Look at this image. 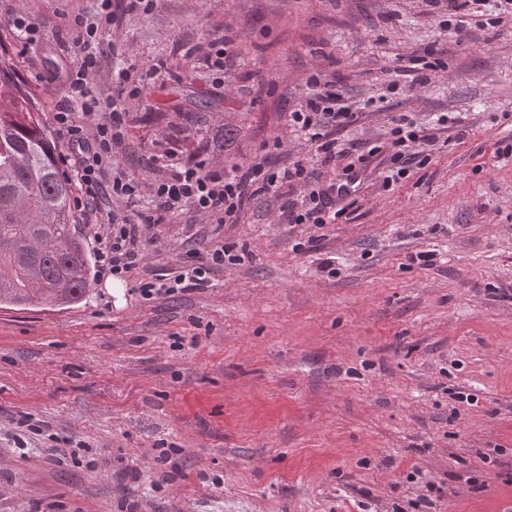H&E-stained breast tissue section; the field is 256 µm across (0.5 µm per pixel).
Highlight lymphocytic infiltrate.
Here are the masks:
<instances>
[{"label":"lymphocytic infiltrate","mask_w":512,"mask_h":512,"mask_svg":"<svg viewBox=\"0 0 512 512\" xmlns=\"http://www.w3.org/2000/svg\"><path fill=\"white\" fill-rule=\"evenodd\" d=\"M123 3V10L128 12L148 11L155 7L156 0H123ZM120 11L113 0H99L95 18L84 22L86 37L77 47L74 67L67 69L62 77L65 98L52 115L54 125L65 135L70 152L76 156V176L84 205L109 196L126 204L146 198L154 207L150 213L138 211L133 219L118 210L103 216L106 231L97 238L100 278L125 277L135 272L151 242L149 231L155 225L176 222L187 212L204 216L213 224H232L254 196L284 186L305 192L302 201L292 200L284 207L287 223L320 228L344 215V208L338 207L337 202L350 195L349 186L321 184L318 176L300 160L277 170L269 165L266 157L259 156L245 166L209 169L204 163L183 160L178 152L167 149L154 160L156 167L163 171L161 177L146 183L130 179L116 163L125 142L126 101L142 97L147 87L140 76L126 70L119 71L118 84L128 87L127 95L102 97L87 85L89 75L98 66L91 50L92 42L99 31L116 24ZM308 84L313 89L312 95L299 109L289 113L288 123L317 142L322 165L332 166L346 154L336 133L352 125L357 115L340 106V97L330 82L313 76ZM85 115L97 119L94 136L85 132L81 121ZM436 142V136L427 127L402 113L393 117L387 138L364 142L363 147L370 157L389 152L391 166L383 182L390 185L403 179ZM243 262L242 255L218 240L211 244L205 256L183 260L169 272L137 280L133 290L143 300H157L205 287L217 273Z\"/></svg>","instance_id":"lymphocytic-infiltrate-1"}]
</instances>
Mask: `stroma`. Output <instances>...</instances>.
<instances>
[{
	"label": "stroma",
	"instance_id": "stroma-1",
	"mask_svg": "<svg viewBox=\"0 0 512 512\" xmlns=\"http://www.w3.org/2000/svg\"><path fill=\"white\" fill-rule=\"evenodd\" d=\"M97 9L0 0V48L55 143V75L75 63V18ZM448 16L431 0H160L98 34L95 90L123 69L148 82L119 155L138 181L166 148L228 168L276 137L271 165L326 174L288 125L318 72L361 110L339 139L412 112L439 147L389 187L379 162L348 157L338 179L371 174L319 250H298L313 227L261 196L202 238L153 228L142 278L220 238L249 252L205 288L146 302L97 278L73 306L0 305V512H388L428 480L442 512H512V484L478 458L498 444L512 460V157L497 154L512 143V19L478 12L458 35ZM224 39L239 56L219 76L197 58ZM414 55L429 81L411 88L398 69ZM425 250L432 266L412 260Z\"/></svg>",
	"mask_w": 512,
	"mask_h": 512
}]
</instances>
